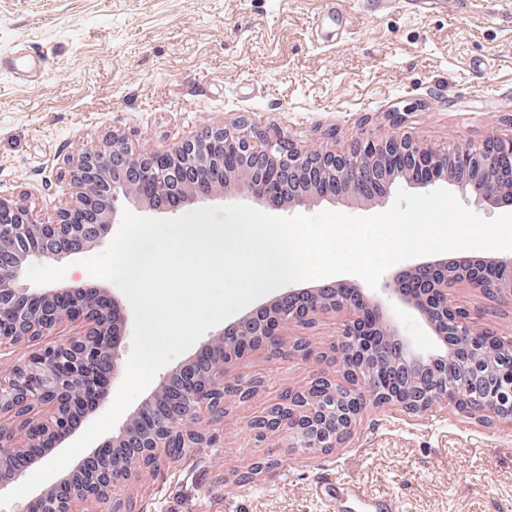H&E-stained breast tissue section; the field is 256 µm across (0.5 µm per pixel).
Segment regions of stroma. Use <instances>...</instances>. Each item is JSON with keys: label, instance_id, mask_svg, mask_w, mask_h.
Instances as JSON below:
<instances>
[{"label": "stroma", "instance_id": "35a3bbf8", "mask_svg": "<svg viewBox=\"0 0 512 512\" xmlns=\"http://www.w3.org/2000/svg\"><path fill=\"white\" fill-rule=\"evenodd\" d=\"M0 0V57L43 71H0V198L26 197L55 219L72 198V162L112 134L138 149L175 147L239 115L298 142L349 148L407 135L426 146L512 135V0H459L424 12L362 0ZM418 107L403 122L400 101ZM34 288L102 286L74 260L33 266ZM452 305L512 336V306L478 289ZM320 364L249 354L235 369L262 380L255 399L226 401L220 436L159 469L125 496L138 512H332L317 484L341 476L396 500L400 512H512V423L484 424L441 404L412 416L368 405L351 437L323 454L256 441L247 421ZM259 460L272 466L238 483Z\"/></svg>", "mask_w": 512, "mask_h": 512}]
</instances>
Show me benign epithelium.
Returning <instances> with one entry per match:
<instances>
[{"instance_id":"1","label":"benign epithelium","mask_w":512,"mask_h":512,"mask_svg":"<svg viewBox=\"0 0 512 512\" xmlns=\"http://www.w3.org/2000/svg\"><path fill=\"white\" fill-rule=\"evenodd\" d=\"M431 164L438 179L423 182L415 169ZM279 197L304 208L324 188H342L340 201L361 205L373 194L371 185H394L402 180L413 189H432L450 183L482 205H512V137L489 136L481 141L423 146L410 137L384 141L358 139L347 150L309 149L293 142L278 127H259L247 116L229 126L211 128L184 140L170 151L140 152L128 139L112 137L86 148L70 173L66 191L73 204L43 221L23 198L0 200V249L13 261L0 265V351L20 349L32 342L6 377L0 376V415L10 414L15 425H0V490L42 464L46 448H58L80 426L72 420V403H105V394L90 387L89 376L117 378L126 353L128 314L107 288L63 286L37 289L24 278L33 262L55 266L73 254L103 246L120 223L119 206L136 209L161 206L163 196H176L172 212L224 195L226 180L237 193L256 202L265 199L266 185ZM494 271L476 276L474 270L448 258L411 265L386 279L382 288L363 292L345 283L313 287L290 284L271 305L269 321L258 326L252 313L230 323L248 340L228 346L226 330L214 334L210 347H224V361L210 364L180 385L162 384L148 400L165 412V419L147 431L132 416L111 440L90 457L99 459L128 439L140 454L120 468H95L80 481L65 475L37 496L44 512H72L78 501L98 512H134L122 503L132 477L160 455L180 458L194 448H213L216 435L199 426L210 418L208 409H224L226 400H250L261 387L258 379L227 378L229 369L263 347L276 357L303 362H331L341 367L344 386L322 373L302 391H288L250 424L257 441L288 434V447L327 451L348 437L368 402L393 403L421 413L439 403L481 420L512 422V336H493L478 328V318L448 302V289L467 282L512 303V253L480 258ZM399 310L415 312L442 346L418 349L402 332ZM343 316L329 351H316L309 342L287 341L290 325L307 326L322 314ZM84 321L89 328L68 338L55 337L63 321ZM493 336L488 346L478 336Z\"/></svg>"}]
</instances>
